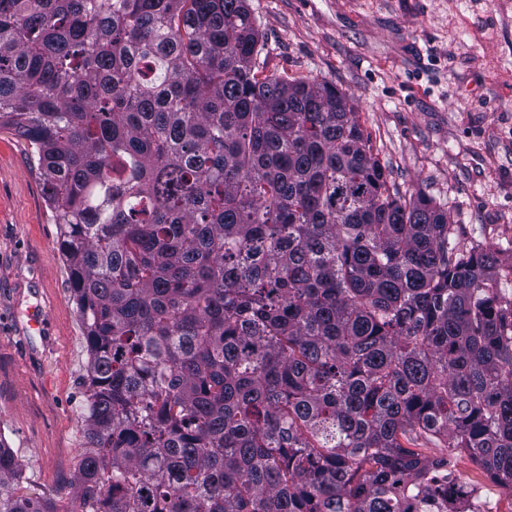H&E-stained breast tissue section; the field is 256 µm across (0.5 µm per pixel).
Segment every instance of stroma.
Listing matches in <instances>:
<instances>
[{"label": "stroma", "instance_id": "1", "mask_svg": "<svg viewBox=\"0 0 512 512\" xmlns=\"http://www.w3.org/2000/svg\"><path fill=\"white\" fill-rule=\"evenodd\" d=\"M268 75L346 92L400 193L512 269V0H247ZM40 304L41 330L25 310ZM86 340L30 149L0 129V439L64 497L85 450Z\"/></svg>", "mask_w": 512, "mask_h": 512}]
</instances>
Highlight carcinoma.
Masks as SVG:
<instances>
[{
  "mask_svg": "<svg viewBox=\"0 0 512 512\" xmlns=\"http://www.w3.org/2000/svg\"><path fill=\"white\" fill-rule=\"evenodd\" d=\"M259 41L246 0H0L89 443L65 504L0 443V512H477L462 454L512 493L498 259Z\"/></svg>",
  "mask_w": 512,
  "mask_h": 512,
  "instance_id": "cac0c4a2",
  "label": "carcinoma"
}]
</instances>
